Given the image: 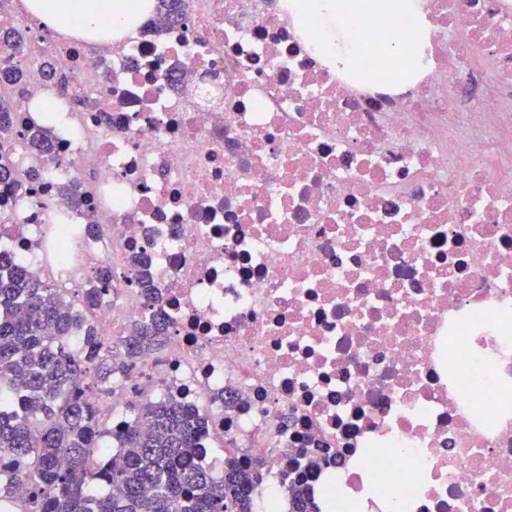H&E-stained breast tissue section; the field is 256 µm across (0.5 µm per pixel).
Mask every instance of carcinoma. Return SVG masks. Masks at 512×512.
<instances>
[{"instance_id":"carcinoma-1","label":"carcinoma","mask_w":512,"mask_h":512,"mask_svg":"<svg viewBox=\"0 0 512 512\" xmlns=\"http://www.w3.org/2000/svg\"><path fill=\"white\" fill-rule=\"evenodd\" d=\"M19 30L0 33V55L13 56ZM23 71L0 68V86L21 89ZM15 107L0 95V138L14 133ZM52 126L29 135L50 150ZM129 280L150 312L112 343L91 318L121 284L101 266L72 292L46 283L0 245V494L27 486L17 512H253L260 470L224 458V476L195 463L206 410L169 394L130 405L124 427L103 423L83 380L103 400L139 360L166 348L172 324L142 255L128 260ZM295 512H313L303 477L292 482Z\"/></svg>"}]
</instances>
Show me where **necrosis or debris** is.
I'll use <instances>...</instances> for the list:
<instances>
[{
    "label": "necrosis or debris",
    "instance_id": "necrosis-or-debris-1",
    "mask_svg": "<svg viewBox=\"0 0 512 512\" xmlns=\"http://www.w3.org/2000/svg\"><path fill=\"white\" fill-rule=\"evenodd\" d=\"M183 4L103 43L0 8L29 33L18 129L48 94L64 117L51 152L0 139L39 175L0 184L10 248L60 288L146 253L173 328L136 374L260 466L254 512H291L300 474L318 506L370 481L397 512H512V0H415L417 59L383 82L297 0ZM145 312L125 282L93 320Z\"/></svg>",
    "mask_w": 512,
    "mask_h": 512
}]
</instances>
